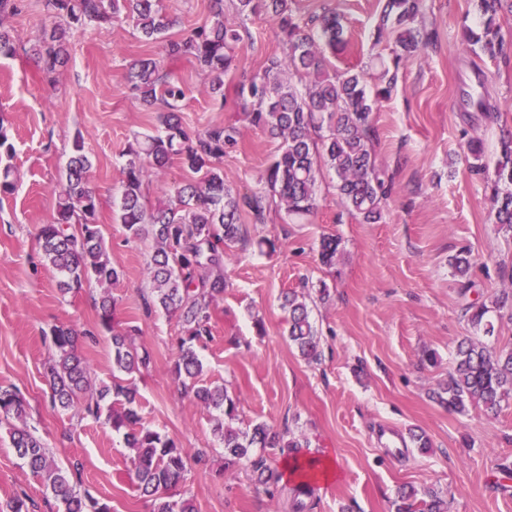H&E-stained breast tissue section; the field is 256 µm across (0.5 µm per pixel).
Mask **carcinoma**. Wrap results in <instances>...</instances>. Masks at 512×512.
<instances>
[{"instance_id":"cac0c4a2","label":"carcinoma","mask_w":512,"mask_h":512,"mask_svg":"<svg viewBox=\"0 0 512 512\" xmlns=\"http://www.w3.org/2000/svg\"><path fill=\"white\" fill-rule=\"evenodd\" d=\"M21 0H0V58H11L17 48L7 26ZM209 17L180 41L168 38L177 20L163 11L160 0H44L47 15L54 20L43 25L26 49L38 69L50 75L68 59L71 30L92 27L106 30L112 23L131 20L142 36L165 42L168 57L190 54L208 74V92L224 105V77L238 63L237 50L244 41L241 27L224 21V0H209ZM481 32L465 28L467 42L490 58H508L501 35L512 15L509 0H477ZM243 16L265 15L278 24L288 44L285 56L269 55L248 82L240 85L237 98L249 124L281 141L278 154L266 170L264 187L241 195L224 184V152L238 145L241 127L227 124L190 134L182 125V82L162 71L153 57L135 60L127 80L131 96L147 110L160 113L162 131L135 139L126 150L123 166L118 223L127 237L153 240L147 261L150 291L146 311H162L178 317L182 325L173 373L180 394L218 412L213 431L224 449V467L244 463L255 480L280 491L282 475L272 467L274 456L291 460L296 495H306L317 482L315 465L300 455L308 447L305 438L289 430L277 431L265 423L235 427L239 399L224 386L200 384L203 363L198 347L210 338L213 313L224 295V254L245 241L240 224L244 211L262 221L267 199L276 198L289 218L301 222L318 209L317 181L322 168L334 171L342 206L367 223L382 219L381 203L389 192L385 172L376 164L372 150L375 103L391 96L403 61L418 56L431 42L423 21V0H385L376 24L377 36L389 33L394 48L391 62L382 66L373 89H367L364 70L340 74L327 69L326 52H342L348 39L340 17L334 13L308 19L294 12L292 0H236ZM470 168L484 169L482 143L466 144ZM177 161L194 174L192 180L174 186L167 203L147 205L143 185L152 173ZM91 162L81 145L67 162L64 178L56 189L51 220L39 226L38 242L43 262L61 274L58 289L67 294L95 280L101 288L99 328L109 333L112 381L99 383L82 354V339H95L92 331H79L54 324L44 332L53 356L46 368L52 407L77 410L123 435L134 451L132 464L137 488L150 498L152 512H197L193 499L176 496L195 466H204L208 450L193 452L174 437L143 422L139 413L136 375L153 362L152 351L135 343L136 326L115 325L118 298L112 285L120 273L112 265L98 222L99 199L90 182ZM491 211L500 229L512 233V140L502 144L497 161ZM340 241L321 239L319 258L333 266ZM462 278L471 267L470 250L451 261ZM281 308L288 312L287 335L299 356L309 364L321 360V338L311 321L305 294L289 290ZM484 304L465 308L471 326L486 336L494 334ZM431 398L454 412L470 405L496 414L502 403L512 400V348H500L477 336L463 338L456 347L448 380ZM6 424L18 456L39 476L62 512H112V507L87 492H80V470L64 466L47 451L42 439L26 421L25 400L18 390L0 387V425ZM394 512H447L445 499L435 492L420 499L417 492L402 487L392 503Z\"/></svg>"}]
</instances>
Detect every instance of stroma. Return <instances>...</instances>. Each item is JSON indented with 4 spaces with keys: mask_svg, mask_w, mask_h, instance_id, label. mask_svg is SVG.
Wrapping results in <instances>:
<instances>
[{
    "mask_svg": "<svg viewBox=\"0 0 512 512\" xmlns=\"http://www.w3.org/2000/svg\"><path fill=\"white\" fill-rule=\"evenodd\" d=\"M307 17L339 14L349 45L328 56L329 68L371 67L389 60L391 36L376 37L379 0H294ZM225 18L245 25L248 36L237 70L225 78L227 99L259 68L265 56L286 45L276 22ZM425 22L434 31L425 54L408 60L390 98L373 112L376 161L391 180L379 223L366 224L344 210L332 172L318 181L319 210L308 223H292L271 208L265 222L243 216L246 245L224 260V299L215 311L213 337L199 349L202 381L239 396L243 423L264 422L304 435L306 457H332L337 478L318 482L305 496V512H393L399 487L434 490L448 512H512V404L496 416L477 408L448 412L430 394L448 378L458 341L473 330L463 315L472 303L492 304L512 289V234L490 211L488 198L503 137L512 136V58L491 61L463 38L478 27L476 0H425ZM154 56L181 79L186 98L182 122L199 133L227 122L244 128L239 144L224 154V182L249 194L279 142L248 126L243 112L219 107L207 93L209 79L191 55L166 58L162 43L146 41L131 22L99 34L75 29L69 62L55 81L43 80L25 55L0 59V121L16 148V190L0 195V386L17 389L29 404V423L62 463L80 467L81 486L108 501L112 512H151L140 497L132 451L122 435L93 419L51 408L45 364L52 347L49 325L96 327V283L61 295L59 273L40 261L36 234L55 210V189L75 140L92 163L99 222L120 278L117 324L141 327L153 363L138 381L146 423L177 438L183 447L207 448L206 466L192 469L180 491L198 512H291V495L271 500L249 470L225 469L224 451L212 433V411L180 397L171 374L182 327L177 317L146 312V261L153 240L127 238L116 220L124 151L134 135L159 130L156 113L130 95L125 75L134 60ZM483 83L488 108H472L466 94ZM479 138L485 169L473 174L466 142ZM340 239L335 268L319 261L322 237ZM274 238V254L258 242ZM470 247L473 267L462 286L449 260ZM329 288L320 297V285ZM307 289L310 314L323 342L320 363L304 361L289 343L281 295ZM439 354L437 366L422 362L424 350ZM432 446L420 452L411 433ZM17 494L35 512H51V494L33 475L0 427V512Z\"/></svg>",
    "mask_w": 512,
    "mask_h": 512,
    "instance_id": "1",
    "label": "stroma"
}]
</instances>
